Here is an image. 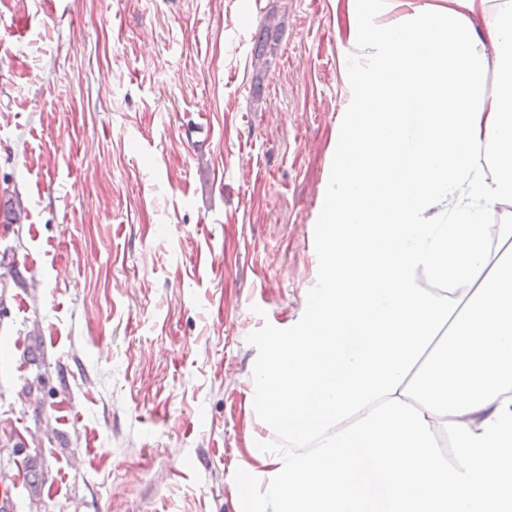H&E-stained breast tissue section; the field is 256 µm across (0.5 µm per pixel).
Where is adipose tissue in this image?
Segmentation results:
<instances>
[{"instance_id": "ef3b65f1", "label": "adipose tissue", "mask_w": 512, "mask_h": 512, "mask_svg": "<svg viewBox=\"0 0 512 512\" xmlns=\"http://www.w3.org/2000/svg\"><path fill=\"white\" fill-rule=\"evenodd\" d=\"M363 2L348 0L320 283L255 373L288 443L265 497L512 512V0H397L390 24Z\"/></svg>"}]
</instances>
